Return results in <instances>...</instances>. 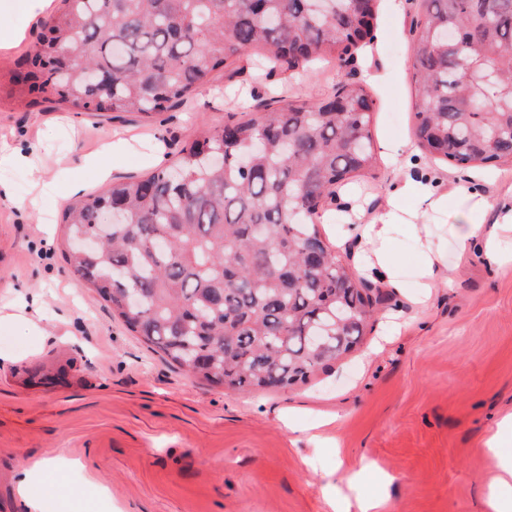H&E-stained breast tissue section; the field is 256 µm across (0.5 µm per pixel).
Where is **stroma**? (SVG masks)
Instances as JSON below:
<instances>
[{
  "label": "stroma",
  "mask_w": 512,
  "mask_h": 512,
  "mask_svg": "<svg viewBox=\"0 0 512 512\" xmlns=\"http://www.w3.org/2000/svg\"><path fill=\"white\" fill-rule=\"evenodd\" d=\"M420 0L402 13L381 12L368 82L374 143L414 144L415 88L409 29ZM43 31L29 29L0 49V140L35 152L44 172L1 167L13 200L0 201V304L34 291L50 341L0 329V512H17L16 474L46 458L73 461L63 490L36 482L46 512H358L378 496L381 512H486L495 472L486 441L512 413V263L488 265L461 253L455 226L466 208L454 193L467 169L418 154L411 168L378 160L348 189L372 220L388 206L395 180L437 178L448 209L396 225L390 247L400 290L381 286V302L360 343L287 390L235 392L200 382L165 362L113 317L109 303L65 261L66 228L58 167H82L88 193L105 184L85 158L123 137L132 148L108 157L116 179L156 168L181 144L224 123L250 118L283 95L302 102L331 95L361 68L327 57L294 73L266 77L264 59L244 72L212 74L185 103L146 116L76 113L47 101L30 104L12 81L17 61ZM40 187V211L20 207ZM430 241L438 281L425 306L419 291L420 243ZM368 470L352 475L360 464Z\"/></svg>",
  "instance_id": "obj_1"
}]
</instances>
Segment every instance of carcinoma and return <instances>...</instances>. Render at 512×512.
<instances>
[{
	"label": "carcinoma",
	"instance_id": "obj_1",
	"mask_svg": "<svg viewBox=\"0 0 512 512\" xmlns=\"http://www.w3.org/2000/svg\"><path fill=\"white\" fill-rule=\"evenodd\" d=\"M14 82L76 112H165L257 48L285 70L373 40L376 0H63ZM411 30L418 147L450 165L512 160V0H421ZM452 26L451 47L438 32ZM361 82L186 142L172 165L65 211L66 260L125 326L189 376L289 389L350 351L375 315L319 228L376 163ZM224 153V165L210 163ZM351 312L332 328L336 305Z\"/></svg>",
	"mask_w": 512,
	"mask_h": 512
}]
</instances>
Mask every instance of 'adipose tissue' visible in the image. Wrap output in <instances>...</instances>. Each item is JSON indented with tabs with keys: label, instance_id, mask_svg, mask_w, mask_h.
<instances>
[{
	"label": "adipose tissue",
	"instance_id": "adipose-tissue-1",
	"mask_svg": "<svg viewBox=\"0 0 512 512\" xmlns=\"http://www.w3.org/2000/svg\"><path fill=\"white\" fill-rule=\"evenodd\" d=\"M53 0H18L9 10L0 12V45L12 47L25 35L27 29L37 19L42 18L52 8ZM457 196L470 200L472 207L463 215V224L457 225L456 235L462 250H478L489 262H499L503 256L501 239L512 232V203L501 207L494 224H487L485 217L488 204L478 196L473 183L462 182L455 188ZM409 197L417 198L428 211H443L448 206V197L436 191L429 182L405 180L395 183L392 190L393 206L367 224H353L348 229L349 237L357 239L369 260L368 268L379 269L388 276L389 287H396V280L390 279L391 257L386 248L392 229L399 219L398 201ZM512 434V414L504 417L496 432L488 441L490 461L498 473V482L491 489L488 505L492 512H507L512 502L506 497L512 490V449H506L505 441ZM70 468L68 462L60 459H46L38 462L35 469L22 470L18 479V496L22 512H43L41 500L31 494L33 475H42L52 485H62Z\"/></svg>",
	"mask_w": 512,
	"mask_h": 512
}]
</instances>
